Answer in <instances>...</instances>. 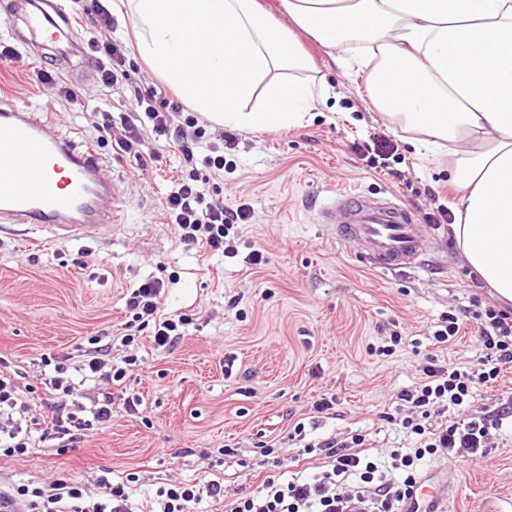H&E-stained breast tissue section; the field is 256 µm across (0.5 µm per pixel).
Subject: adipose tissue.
Wrapping results in <instances>:
<instances>
[{
	"mask_svg": "<svg viewBox=\"0 0 512 512\" xmlns=\"http://www.w3.org/2000/svg\"><path fill=\"white\" fill-rule=\"evenodd\" d=\"M120 0L140 57L219 126H303L329 90L305 78L300 34L363 74L417 148L448 153L452 234L465 262L512 304V0Z\"/></svg>",
	"mask_w": 512,
	"mask_h": 512,
	"instance_id": "ef3b65f1",
	"label": "adipose tissue"
}]
</instances>
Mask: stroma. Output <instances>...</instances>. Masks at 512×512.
<instances>
[{"instance_id":"1","label":"stroma","mask_w":512,"mask_h":512,"mask_svg":"<svg viewBox=\"0 0 512 512\" xmlns=\"http://www.w3.org/2000/svg\"><path fill=\"white\" fill-rule=\"evenodd\" d=\"M111 3L74 0L72 9L83 38L128 45L129 79L108 99L113 112H131L136 91L158 78L121 18L108 30L94 26L96 6ZM26 36L22 28L16 37L0 36V97L50 116L79 146L100 153L106 174L123 187L124 212L103 240L56 241L28 226L0 230V355L33 373L44 359L79 357L90 337H119L127 292L151 277L164 283V312L191 322L170 353L143 350L139 370L113 390L111 423L63 454L37 448L0 459V485L47 482L62 469L90 482L103 467L116 477L138 473L142 499L171 479L219 476L227 489L248 493L259 484L257 446L280 445L298 422L311 440L357 432L381 449L391 442L413 447L381 413L395 412L426 355L476 359L474 321H465L449 348L436 349L429 336L448 311H464L476 297L490 305L496 299L464 263L447 226L436 229L419 268L391 274L366 266L356 246L336 241L316 213L339 190L394 195L420 218L435 204L451 205L447 153L417 154L412 133L383 116L363 81L345 76L309 39L308 75L324 82L330 96L310 123L256 134L202 118L209 141L224 147L223 174L198 158L186 163L174 139L156 144L161 169L143 170L100 130L98 108L106 98L92 60H56ZM40 70L74 90L76 100L38 83ZM192 174L225 208L253 210L240 227L238 257L180 245L165 200ZM255 249L262 265L243 263ZM394 330L401 350L369 355L368 346ZM326 393L337 398L335 414L313 418L312 403ZM126 394L142 399V416L123 411ZM224 447L232 455H221ZM424 471L447 479L448 512H512L510 436L499 437L486 455L432 461Z\"/></svg>"}]
</instances>
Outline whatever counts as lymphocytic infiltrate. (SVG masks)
<instances>
[{
  "label": "lymphocytic infiltrate",
  "instance_id": "obj_1",
  "mask_svg": "<svg viewBox=\"0 0 512 512\" xmlns=\"http://www.w3.org/2000/svg\"><path fill=\"white\" fill-rule=\"evenodd\" d=\"M89 46L99 55L100 84L120 88L127 78L121 68L126 45L110 39L93 40ZM165 95L161 88H150L139 98L140 112L103 126L115 146L134 155L144 168L158 162L159 155L146 147L142 130L159 138L171 135L173 114ZM165 211L180 244L228 257L237 253L231 231L253 217L247 207L225 209L192 178L177 183ZM162 290V281L153 278L127 293V320L117 341L123 348L120 357L112 355L111 337L94 336L78 363L56 358L52 373L40 374L35 385L23 383L22 372L0 358V458L24 456L48 443L77 447L111 421L113 386L141 364L140 332L150 331L155 351L169 352L190 323L187 316L162 313ZM473 305L471 317L482 351L476 364L426 357L419 382L398 396L406 410L399 425L406 437L415 439V447L393 446L385 456L375 457L365 435L310 441L299 422L291 439L302 442L304 453L322 456L324 465L292 471L287 459L262 446L261 456L273 459L269 475L259 490L229 502L220 478L201 484L173 480L144 503L134 496L137 474L114 480L103 473L89 485L63 474L38 485L0 489V512H203V505L210 503L223 504L224 512H402L425 461L486 454L495 445L497 431L512 426L511 398L485 414L468 413L478 389L497 381L502 369L512 365V316L478 299Z\"/></svg>",
  "mask_w": 512,
  "mask_h": 512
}]
</instances>
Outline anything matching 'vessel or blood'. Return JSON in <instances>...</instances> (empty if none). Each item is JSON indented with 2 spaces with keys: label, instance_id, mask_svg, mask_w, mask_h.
Instances as JSON below:
<instances>
[{
  "label": "vessel or blood",
  "instance_id": "vessel-or-blood-1",
  "mask_svg": "<svg viewBox=\"0 0 512 512\" xmlns=\"http://www.w3.org/2000/svg\"><path fill=\"white\" fill-rule=\"evenodd\" d=\"M17 21L61 54H85L71 22L69 0H24ZM104 161L80 149L52 120L0 102V222L39 228L55 240L96 239L117 223L122 193L103 173ZM340 242H354L372 268L396 272L419 265L432 239L429 225L396 197L373 200L361 191L337 192L319 210ZM433 479L420 481L404 512H444Z\"/></svg>",
  "mask_w": 512,
  "mask_h": 512
}]
</instances>
